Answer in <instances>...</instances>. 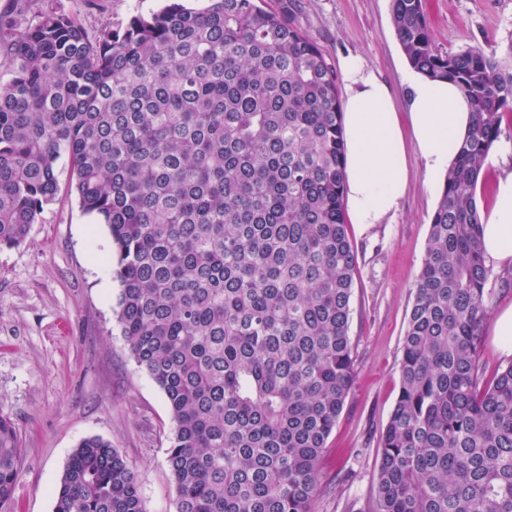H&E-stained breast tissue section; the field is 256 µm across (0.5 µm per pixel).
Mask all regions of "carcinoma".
Here are the masks:
<instances>
[{"mask_svg": "<svg viewBox=\"0 0 512 512\" xmlns=\"http://www.w3.org/2000/svg\"><path fill=\"white\" fill-rule=\"evenodd\" d=\"M406 59L455 80L474 121L414 284L372 512H512V362L481 357L489 313L476 187L512 71L434 46L424 0H391ZM0 249L60 192L106 227L118 322L165 394L176 512H313L349 396L357 273L344 219L338 77L257 0H166L88 34L62 0L0 10ZM20 438L0 416V507ZM54 512H145L112 442L81 440Z\"/></svg>", "mask_w": 512, "mask_h": 512, "instance_id": "1", "label": "carcinoma"}]
</instances>
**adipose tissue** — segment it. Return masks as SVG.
Here are the masks:
<instances>
[{
  "label": "adipose tissue",
  "mask_w": 512,
  "mask_h": 512,
  "mask_svg": "<svg viewBox=\"0 0 512 512\" xmlns=\"http://www.w3.org/2000/svg\"><path fill=\"white\" fill-rule=\"evenodd\" d=\"M341 70L347 96L346 197L354 223L379 224L395 214L407 185L395 97L361 57L344 58ZM406 85L415 148L428 181L439 192L467 135L470 105L448 80L413 72ZM481 245L485 257L512 265V171L498 181L493 204L482 220Z\"/></svg>",
  "instance_id": "ef3b65f1"
}]
</instances>
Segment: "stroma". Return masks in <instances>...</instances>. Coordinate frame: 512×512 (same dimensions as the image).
<instances>
[{"label":"stroma","mask_w":512,"mask_h":512,"mask_svg":"<svg viewBox=\"0 0 512 512\" xmlns=\"http://www.w3.org/2000/svg\"><path fill=\"white\" fill-rule=\"evenodd\" d=\"M299 26L331 67L362 56L396 94L410 66L391 22V0H266ZM89 33L117 27L163 0H64ZM441 53L471 46L496 51L512 67V0H426ZM479 179L476 196L490 206L499 160L512 148V112ZM408 184L397 212L383 224H349L357 254L350 336L355 378L328 440L314 512H370L378 439L400 390L399 360L414 293L440 197L424 164L407 148ZM105 226L76 196L47 205L28 240L0 250V415L15 423L21 458L5 512H53L66 463L84 438L112 441L132 465L146 512H176L168 469L172 421L164 393L133 359L117 321L119 286L112 278ZM490 316L482 327L488 367L512 361L493 328L512 307V268L488 263Z\"/></svg>","instance_id":"obj_1"}]
</instances>
